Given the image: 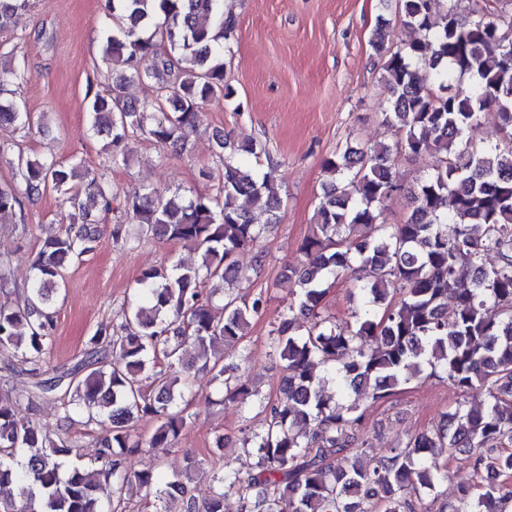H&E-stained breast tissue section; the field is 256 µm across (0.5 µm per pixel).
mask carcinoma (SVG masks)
<instances>
[{
	"label": "carcinoma",
	"mask_w": 512,
	"mask_h": 512,
	"mask_svg": "<svg viewBox=\"0 0 512 512\" xmlns=\"http://www.w3.org/2000/svg\"><path fill=\"white\" fill-rule=\"evenodd\" d=\"M105 2L104 60L116 76L107 93L90 98L88 119L112 136L107 160L114 168L128 163L130 141L177 145L196 130L206 102L232 97L222 52L237 23L220 11L221 0ZM28 5L0 0V31ZM397 8L418 37L386 47L382 18L370 39L390 90L382 119L397 138L347 144L324 159L327 182L300 246L304 262L282 272L296 289L271 322L270 346L284 370L279 396L263 406V429L244 437L255 466L244 475L227 468L212 475V494L200 505L186 486L200 469L196 460L163 475L155 466L130 474L123 458L176 445L193 419L189 403H181L182 385L198 362L213 372L224 399L245 404L252 396L248 379L222 363L216 346L244 341L251 320L266 317V299L228 292L218 304L203 284L249 280L236 255L258 247L281 220L284 200L267 143L235 146L217 136L223 170L214 196L124 194L139 235L193 245L201 263L143 270L120 325H100L56 386L41 378L51 309L68 268L99 241L82 195L107 215L117 194L111 180L77 159L14 158L15 143L0 139V160L20 181L0 184V217L20 196L34 201L51 189L72 219L44 241L24 301L0 302V349L17 352L35 378L31 391L0 393V486L26 485L22 497L0 499V512H104L97 496L104 483L112 485L110 512H123L133 487L154 497L157 512H171L169 503L179 499L184 512H224L230 492L241 512H430L427 499L440 497L448 460L459 454L476 481L459 486L442 512H507L512 488L500 478L512 477V20L503 21L489 0H470L466 13L445 0H397ZM27 80L19 64L0 69V129L31 132L30 113L4 89ZM131 82L153 87L155 103L124 100ZM490 120L501 142L470 145V131ZM402 152L434 163L410 191L405 221L388 224L383 211L401 191L393 166ZM342 277L362 279L355 322L347 326L323 306ZM318 366L333 371L336 394L325 393ZM426 372L457 389L455 407L403 446L369 455L360 437L367 408L348 402L349 393L384 400ZM60 385L57 440L17 424L24 402ZM475 389L484 394L479 405L469 401ZM79 412L112 425L89 464L73 460L79 440L68 430ZM142 418L157 427L135 432Z\"/></svg>",
	"instance_id": "obj_1"
}]
</instances>
